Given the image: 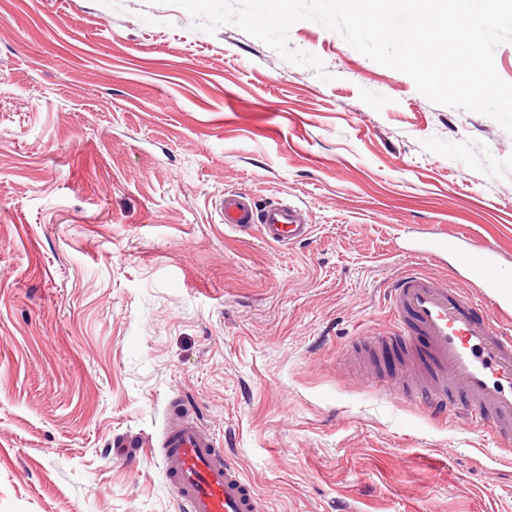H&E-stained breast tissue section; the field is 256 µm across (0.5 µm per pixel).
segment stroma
<instances>
[{
  "instance_id": "1",
  "label": "stroma",
  "mask_w": 512,
  "mask_h": 512,
  "mask_svg": "<svg viewBox=\"0 0 512 512\" xmlns=\"http://www.w3.org/2000/svg\"><path fill=\"white\" fill-rule=\"evenodd\" d=\"M156 0H0V512H177L171 401L264 512H512V453L345 362L415 238L512 281V134L300 21L290 64ZM312 226L225 229L224 192ZM137 434L148 447L124 455Z\"/></svg>"
}]
</instances>
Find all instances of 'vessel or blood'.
Wrapping results in <instances>:
<instances>
[{
  "label": "vessel or blood",
  "instance_id": "vessel-or-blood-1",
  "mask_svg": "<svg viewBox=\"0 0 512 512\" xmlns=\"http://www.w3.org/2000/svg\"><path fill=\"white\" fill-rule=\"evenodd\" d=\"M220 211L229 229L259 232L270 244L302 242L312 232L300 212L284 202L260 206L228 193ZM447 252L480 280L482 294L448 286L422 271L425 255ZM494 265L495 254L488 247L462 244L457 236L434 237L414 251L410 264L386 288L391 330L362 336L353 353L404 346L411 363L391 385V393L419 400L463 427L489 426L512 441V333L497 317L512 310V284L493 276ZM159 446L164 474L185 512H262L254 486L191 414L173 409Z\"/></svg>",
  "mask_w": 512,
  "mask_h": 512
}]
</instances>
